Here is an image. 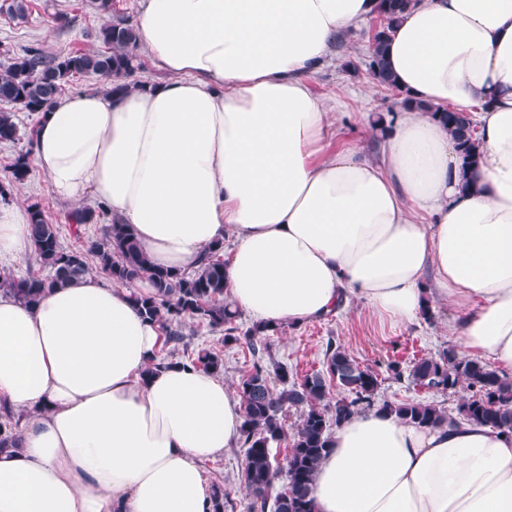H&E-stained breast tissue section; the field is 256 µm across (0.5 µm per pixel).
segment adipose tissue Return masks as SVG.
<instances>
[{
    "mask_svg": "<svg viewBox=\"0 0 512 512\" xmlns=\"http://www.w3.org/2000/svg\"><path fill=\"white\" fill-rule=\"evenodd\" d=\"M378 0H143L136 27L167 82L76 92L39 117L37 170L63 201L92 196L151 263L196 270L227 243L225 292L256 322L343 310L414 323L455 310L459 356L512 370V0H413L386 60L400 91L469 113L463 169L438 119L386 121L381 159L331 150L309 78ZM33 254L30 212L0 202V261ZM127 286L98 274L29 306L0 294V512H213L198 462L238 443L240 400L215 375L145 370L161 345ZM315 512H512V433L451 416L419 427L355 414L332 434ZM3 411L4 415H0V449L19 447V419L15 420V416L8 406L4 405Z\"/></svg>",
    "mask_w": 512,
    "mask_h": 512,
    "instance_id": "1",
    "label": "adipose tissue"
}]
</instances>
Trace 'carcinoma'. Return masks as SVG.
<instances>
[{"label": "carcinoma", "mask_w": 512, "mask_h": 512, "mask_svg": "<svg viewBox=\"0 0 512 512\" xmlns=\"http://www.w3.org/2000/svg\"><path fill=\"white\" fill-rule=\"evenodd\" d=\"M95 8L110 16L95 33L105 51H71L48 55L30 46L24 54L0 72V103L11 110H0V143H15L19 129L14 112L39 114L50 111L62 87L77 76H94L110 82V92L121 93L137 84L128 78L138 67L136 51L139 35L136 25L121 16H112L114 0H94ZM410 7V0H380L377 20L369 37L366 70L373 82L397 89L395 77L386 62V47L391 29ZM398 104L433 112L455 141L463 167L476 162L474 149L477 131L467 113L444 108L431 110L410 97H399ZM30 175V151H19L8 176L0 180V199L8 201L13 187ZM30 231L34 260L48 270L43 275L30 272L23 277L0 273V292L28 305H35L54 288L63 287L90 272V266L112 281L129 286L148 280L152 294L131 290L129 298L145 317L160 323L163 345L172 346L169 357H158L149 365L152 373L173 363L220 375L224 360L210 348L189 349L182 331L187 319H197L225 332L224 341L235 342L251 355L249 369L236 384L243 407L239 443L245 448L240 482L250 502L248 512H315L311 484L320 461L331 451L330 426L348 417L376 409L396 414L419 427H433L448 419V412L432 401H378L379 374L360 365L345 350L328 342L324 353L325 370L296 378L288 367L268 365L264 354L268 329L259 325L240 331L234 326L238 311L224 299V248L209 251L198 270L188 274L151 264L147 253L127 224L112 218L107 205L64 213L70 231L81 235L87 224L101 225V237L89 240L80 249L68 250L60 242V225L52 223L41 203L29 204ZM181 357L173 361L176 354ZM394 379L407 378L416 389L461 393L457 413L493 429L512 432V379L498 375L477 358H460L453 348L436 355L422 356L403 367L394 361L387 365ZM345 395L333 397L332 387ZM303 409L293 433H288L286 410ZM0 415V449L20 444L18 421L8 406ZM289 442L285 448V470L276 467L273 446Z\"/></svg>", "instance_id": "carcinoma-1"}]
</instances>
